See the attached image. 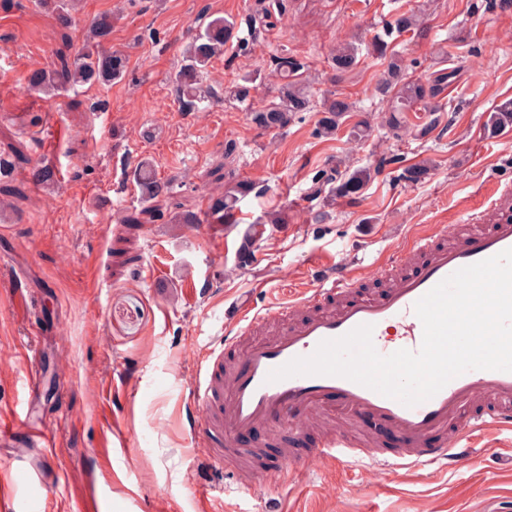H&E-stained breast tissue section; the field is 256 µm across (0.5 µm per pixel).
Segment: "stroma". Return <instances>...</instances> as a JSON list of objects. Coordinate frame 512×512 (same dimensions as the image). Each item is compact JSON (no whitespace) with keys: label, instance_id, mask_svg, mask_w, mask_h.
I'll return each instance as SVG.
<instances>
[{"label":"stroma","instance_id":"1","mask_svg":"<svg viewBox=\"0 0 512 512\" xmlns=\"http://www.w3.org/2000/svg\"><path fill=\"white\" fill-rule=\"evenodd\" d=\"M256 3L79 0L65 29L38 0H0V157L24 156L0 176V187L15 190L0 198V411L18 409L25 353L37 345L44 391L26 424L53 431L67 460L65 479L45 490L53 512H77L99 431L113 420L129 442L112 449V502L134 493L139 512H512L508 430L484 431L476 459L449 468L375 471L328 461L246 492L220 491L219 476L194 460L187 344L218 335L232 301L285 299L311 283L323 256L363 267L402 250L416 225L477 224L512 193V129L484 130L494 106L512 98V0H283L264 39L245 52L229 42L208 68L215 89L255 75L248 105L181 111L172 77L188 29L209 17L242 20ZM404 12L430 29L393 42L411 75L427 79L441 57L459 72L442 100L441 126L421 140L412 128L427 113H407L409 130L398 138L381 126L383 106L372 95L384 65L369 47ZM102 14L112 17L106 47L125 57V78L67 92L29 89L32 70L84 51ZM343 43L362 54L338 72L330 55ZM283 47L309 64L313 108L277 133L252 124L248 109L276 96L271 57ZM332 93L357 102L353 118L368 122V137L317 136L319 107ZM426 159L433 167L425 179L400 180L403 168ZM142 161L173 191L156 203L161 219L130 224L143 205L131 174ZM337 161L376 174L357 199L327 207L314 179ZM44 165L56 168L54 180L34 179ZM231 180L263 189L239 201L242 223L272 209L287 216L268 225L245 265L236 260L241 230L208 208ZM321 209L326 219L311 222ZM185 210L199 223H173ZM197 485L204 495L194 494Z\"/></svg>","mask_w":512,"mask_h":512}]
</instances>
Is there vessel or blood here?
Listing matches in <instances>:
<instances>
[{
	"label": "vessel or blood",
	"mask_w": 512,
	"mask_h": 512,
	"mask_svg": "<svg viewBox=\"0 0 512 512\" xmlns=\"http://www.w3.org/2000/svg\"><path fill=\"white\" fill-rule=\"evenodd\" d=\"M512 248V198L503 200L487 222L461 232L456 224L420 227L403 250L385 255L361 272L333 263L311 287L285 301L259 304L250 297L224 311V333L190 345L192 381L189 424L199 464L230 474L237 489L248 491L273 478L287 479L324 461H370L378 468L455 465L474 458L477 433L512 430V372L472 370L447 383L431 399L412 407L337 376H267L296 357L314 353L326 339L355 327H373L376 351H418L423 327L414 312L417 300L455 271ZM384 283L377 294H362L358 279ZM341 416L352 423L371 418L396 432L387 448L360 442L352 433L326 432L316 447L298 455L284 452L277 469L245 466L250 449L232 447L238 434L256 427L279 433L305 431L316 420ZM17 453L0 471V512H49L38 490L47 477L26 457L46 448V430L21 431L17 418L0 416V444ZM112 484L87 480L82 512H98L111 497Z\"/></svg>",
	"instance_id": "obj_1"
}]
</instances>
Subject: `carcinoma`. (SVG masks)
Here are the masks:
<instances>
[{
	"label": "carcinoma",
	"mask_w": 512,
	"mask_h": 512,
	"mask_svg": "<svg viewBox=\"0 0 512 512\" xmlns=\"http://www.w3.org/2000/svg\"><path fill=\"white\" fill-rule=\"evenodd\" d=\"M54 4L59 24L69 27L72 21L71 5L75 0H40V3ZM271 12L267 9L257 11L248 17V37L240 39L241 50L257 42L267 27L272 25ZM240 30V24L234 19L217 17L204 25H199L190 37L184 52L182 64L174 76L178 91V102L184 112H197L200 104L209 96L203 87V77L211 60L224 53V47ZM389 31L402 34L413 32L424 35L422 21L413 15L400 14L392 23ZM112 32V18L104 15L92 21L89 27V40L93 48L73 58L60 57L59 65L51 70L36 69L28 75L27 81L34 90H61L84 84L109 85L121 80L126 74V59L104 49L103 44ZM373 50L383 60L385 68L374 86V97L387 103L382 121L392 131L404 127L406 112H426L429 120L418 126L415 136L423 139L442 122L439 98L448 89L455 71L440 68L432 73L425 82L409 75L410 65L402 55L391 47L390 43L379 38L373 44ZM360 48L347 43L332 54L333 65L338 71H346L358 62ZM274 71L284 79L279 95L275 100L249 112L250 121L264 130H285L299 112L311 109V100L305 86L303 74L307 68L305 61L291 55L283 49L273 57ZM249 75L224 90L223 101L230 104L244 102L250 96ZM357 111L355 103L346 97L334 95L321 105L322 117L318 123V134L323 138L336 136L341 125ZM512 126V99H505L496 105L486 124L487 131L496 134ZM431 165L427 161L403 169L400 178L406 182H418L429 174ZM374 172L369 168H360L352 172L342 171L330 166L317 174L316 192L327 191L326 202L332 203L339 198L353 199L360 195L371 182ZM133 179L148 201L156 200L172 191L169 182L158 179L154 173L142 166L133 172ZM255 190V184L248 181H236L224 187V193L213 197L210 213L228 221L236 213V204L240 198Z\"/></svg>",
	"instance_id": "carcinoma-1"
}]
</instances>
